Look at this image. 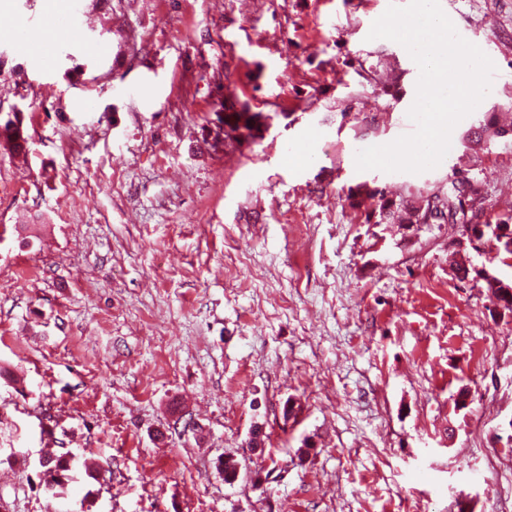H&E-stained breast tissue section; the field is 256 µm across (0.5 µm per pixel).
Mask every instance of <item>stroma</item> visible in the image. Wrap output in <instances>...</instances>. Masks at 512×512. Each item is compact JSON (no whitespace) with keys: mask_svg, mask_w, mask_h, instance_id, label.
<instances>
[{"mask_svg":"<svg viewBox=\"0 0 512 512\" xmlns=\"http://www.w3.org/2000/svg\"><path fill=\"white\" fill-rule=\"evenodd\" d=\"M389 2L0 0V126L27 140L0 149V512H493L512 315L456 265L512 283V257L346 196L461 171L512 214V146L461 144L512 98V0H440L496 72L418 174L355 167L414 129L416 63L367 38ZM50 13L78 27L47 68L16 43ZM225 83L269 122L234 151ZM42 481L45 487L53 491L54 494L57 490L62 489L69 481L65 472L69 471V461L64 455L55 458L49 457L41 464Z\"/></svg>","mask_w":512,"mask_h":512,"instance_id":"35a3bbf8","label":"stroma"}]
</instances>
